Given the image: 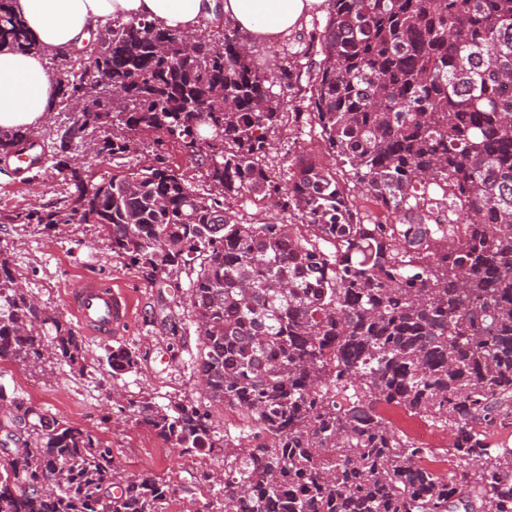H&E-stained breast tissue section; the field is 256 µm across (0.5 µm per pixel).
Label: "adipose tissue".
<instances>
[{
    "instance_id": "ef3b65f1",
    "label": "adipose tissue",
    "mask_w": 512,
    "mask_h": 512,
    "mask_svg": "<svg viewBox=\"0 0 512 512\" xmlns=\"http://www.w3.org/2000/svg\"><path fill=\"white\" fill-rule=\"evenodd\" d=\"M326 0H10L12 13L40 43L41 52L0 49V131L43 125L59 83L47 68L49 53L83 46L107 20H149L196 33L204 20L230 18L256 42L299 28Z\"/></svg>"
}]
</instances>
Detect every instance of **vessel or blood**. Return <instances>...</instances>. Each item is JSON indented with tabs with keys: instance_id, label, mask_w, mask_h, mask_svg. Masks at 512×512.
Returning <instances> with one entry per match:
<instances>
[{
	"instance_id": "vessel-or-blood-1",
	"label": "vessel or blood",
	"mask_w": 512,
	"mask_h": 512,
	"mask_svg": "<svg viewBox=\"0 0 512 512\" xmlns=\"http://www.w3.org/2000/svg\"><path fill=\"white\" fill-rule=\"evenodd\" d=\"M46 160L43 146L33 145L18 156L17 175L42 168ZM70 312L86 332L104 340L122 333L129 321V304L123 293L111 284L86 280L70 290Z\"/></svg>"
}]
</instances>
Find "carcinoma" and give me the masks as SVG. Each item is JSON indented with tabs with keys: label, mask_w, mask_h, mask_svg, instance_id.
Returning a JSON list of instances; mask_svg holds the SVG:
<instances>
[{
	"label": "carcinoma",
	"mask_w": 512,
	"mask_h": 512,
	"mask_svg": "<svg viewBox=\"0 0 512 512\" xmlns=\"http://www.w3.org/2000/svg\"><path fill=\"white\" fill-rule=\"evenodd\" d=\"M0 0V45L37 49ZM160 23L114 20L96 38L98 109L67 127L57 152L103 132L98 154L154 135L153 160L74 191L27 222L99 224L112 252L161 288L186 271L207 400L260 425L248 446L214 434L209 411L144 398L138 423L180 452L224 453L220 512H512V448L487 430L512 425V0H329L301 51L302 72L261 70L232 21L222 39ZM279 84L281 94L270 92ZM308 105H303L304 101ZM308 116L336 165L313 154L283 180L264 164L268 134ZM30 129L0 132L18 155ZM172 142L205 170L201 197L167 166ZM384 219L363 216L356 194ZM275 200L299 224H238L227 204ZM448 214L434 224L433 212ZM50 323L55 336L43 341ZM176 357L184 322L161 318ZM85 360L70 324L38 307L0 253V359L36 368ZM115 375L138 369L118 347ZM398 409L453 432L448 476L418 464L434 451L399 433ZM13 448L0 512H166L167 482L119 476L112 448L0 387V430Z\"/></svg>",
	"instance_id": "carcinoma-1"
}]
</instances>
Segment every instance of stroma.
Here are the masks:
<instances>
[{
  "label": "stroma",
  "instance_id": "1",
  "mask_svg": "<svg viewBox=\"0 0 512 512\" xmlns=\"http://www.w3.org/2000/svg\"><path fill=\"white\" fill-rule=\"evenodd\" d=\"M270 141L267 163L278 175H286L289 161L302 153H314L329 166L335 163L313 122L283 123ZM152 150L153 141L148 138L136 150L102 160L89 156L85 146L76 142L71 155L86 158L89 180L96 183L114 170L139 167L151 159ZM69 190L68 172L57 167L55 157H48L43 168L19 184L14 160L0 156V253L9 257L17 280L39 307L67 321L72 318L67 294L77 282H112L130 301L131 328L109 341L84 336L85 369L81 372L56 360L36 369L0 360V384L28 397L39 412L95 433L111 446L124 477L163 478L171 488L167 512H208V480L223 473V456L177 453L154 431L139 426L129 409L130 402L143 397L161 406L204 400L193 366L199 341L189 325L188 277L179 273L174 277L175 287L158 288L125 256L112 252L99 225L72 224L58 232L24 222L29 211L62 205ZM163 307L188 324L185 347L176 359L168 353V336L153 321L154 313ZM117 346L139 355L137 371L113 375L107 353Z\"/></svg>",
  "mask_w": 512,
  "mask_h": 512
}]
</instances>
